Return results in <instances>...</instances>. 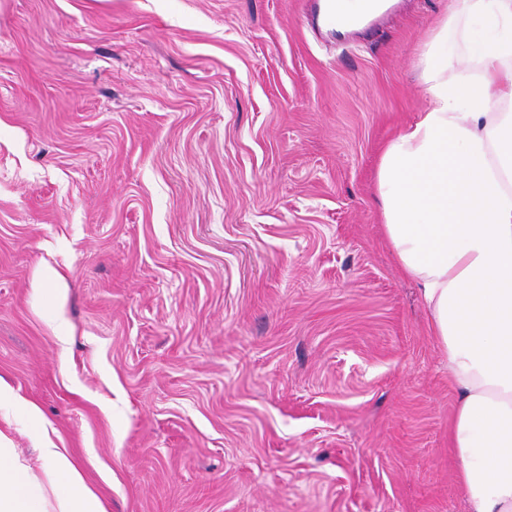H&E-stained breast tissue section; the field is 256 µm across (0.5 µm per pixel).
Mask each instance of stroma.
<instances>
[{"label":"stroma","mask_w":512,"mask_h":512,"mask_svg":"<svg viewBox=\"0 0 512 512\" xmlns=\"http://www.w3.org/2000/svg\"><path fill=\"white\" fill-rule=\"evenodd\" d=\"M447 3L338 38L311 0H0L13 447L108 512H466L375 193ZM2 404H8L14 407H20L27 411L29 417L35 421H42V415L39 409L22 399L14 391L0 380V408Z\"/></svg>","instance_id":"obj_1"}]
</instances>
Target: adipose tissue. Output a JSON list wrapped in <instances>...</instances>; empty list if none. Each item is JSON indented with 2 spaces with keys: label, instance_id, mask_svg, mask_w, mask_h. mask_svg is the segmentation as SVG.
<instances>
[{
  "label": "adipose tissue",
  "instance_id": "adipose-tissue-1",
  "mask_svg": "<svg viewBox=\"0 0 512 512\" xmlns=\"http://www.w3.org/2000/svg\"><path fill=\"white\" fill-rule=\"evenodd\" d=\"M418 62L426 105L386 144L376 193L457 394L467 512H512V0H450ZM36 452L38 474L0 435V512H106L68 449Z\"/></svg>",
  "mask_w": 512,
  "mask_h": 512
}]
</instances>
